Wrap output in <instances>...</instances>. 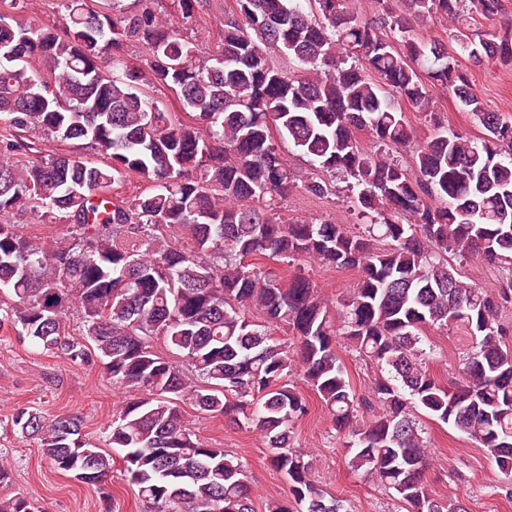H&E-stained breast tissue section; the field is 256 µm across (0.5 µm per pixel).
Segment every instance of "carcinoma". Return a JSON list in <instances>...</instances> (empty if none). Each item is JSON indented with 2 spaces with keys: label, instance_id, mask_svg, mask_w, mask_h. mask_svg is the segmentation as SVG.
<instances>
[{
  "label": "carcinoma",
  "instance_id": "1",
  "mask_svg": "<svg viewBox=\"0 0 512 512\" xmlns=\"http://www.w3.org/2000/svg\"><path fill=\"white\" fill-rule=\"evenodd\" d=\"M0 2L9 9L0 13V215L29 210L66 226L45 240L0 222V330L74 363L97 360L112 386L133 394L113 415L109 444L144 512H254L244 465L197 438L185 400L261 435L288 481V499L268 512H352L319 488L293 446L310 413L304 387L345 439L351 469L393 490L407 512H469L424 480L422 415L481 448L503 475L493 490L512 498V345L502 321L512 276L482 288L448 259L479 257L512 272V121L485 110L447 44L414 35L416 23L449 20L473 65L511 66V31L470 28L474 15H498L501 0H396V10L373 0V20L350 0H235L221 51L206 55L158 17L154 0L110 15L64 0L61 32L17 20L19 0ZM131 42L148 49L147 69L124 60ZM275 54L304 75L276 68ZM150 81L176 90L189 121L147 101ZM437 87L484 137L450 130L429 110ZM393 94L429 112L428 135L418 138ZM274 129L316 171L345 179L367 223L278 212L276 199L297 186L325 197L330 185L301 179ZM36 131L77 141L103 163L46 154L30 140ZM359 131L379 149L361 146ZM392 147L410 152L413 167L391 158ZM130 175L149 191L112 194ZM307 259L357 272L336 311L295 266ZM71 312L80 340L66 332ZM282 325L289 345L273 334ZM459 325L472 345L459 382L445 388L430 373L422 332ZM159 339L181 361L159 355ZM340 347L373 365L368 393L353 389ZM11 425L39 440L55 469L98 491L110 479L114 457L86 441L78 417L19 408ZM0 512L43 507L16 498Z\"/></svg>",
  "mask_w": 512,
  "mask_h": 512
}]
</instances>
